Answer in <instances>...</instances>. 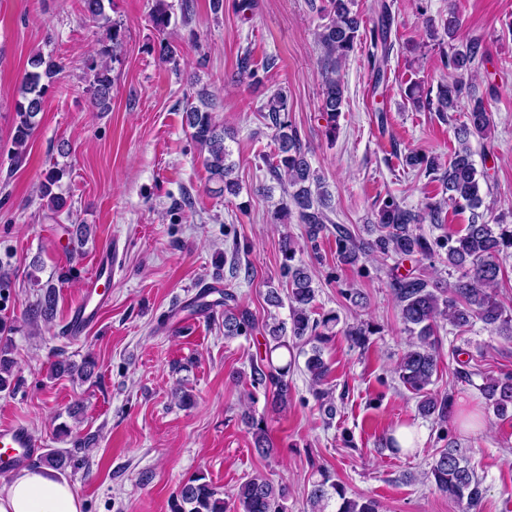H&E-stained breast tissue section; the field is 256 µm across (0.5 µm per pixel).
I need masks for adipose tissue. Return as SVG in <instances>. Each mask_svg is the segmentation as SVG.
<instances>
[{"instance_id":"obj_1","label":"adipose tissue","mask_w":512,"mask_h":512,"mask_svg":"<svg viewBox=\"0 0 512 512\" xmlns=\"http://www.w3.org/2000/svg\"><path fill=\"white\" fill-rule=\"evenodd\" d=\"M0 512H82V503L56 469L41 465L0 485Z\"/></svg>"}]
</instances>
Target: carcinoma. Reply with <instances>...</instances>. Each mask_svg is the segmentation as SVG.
<instances>
[{"label": "carcinoma", "instance_id": "1", "mask_svg": "<svg viewBox=\"0 0 512 512\" xmlns=\"http://www.w3.org/2000/svg\"><path fill=\"white\" fill-rule=\"evenodd\" d=\"M355 0H324L319 7L323 23L318 25L316 37L322 49V88L320 112L326 121L325 135L332 140L339 129V118L345 103L346 87L342 76V64L360 39L361 30H369L372 52L369 55L372 65V94L382 95L387 89V63L390 54L392 15L390 5L381 3L377 20L367 27L363 16L354 10ZM84 10L89 18L106 23V34L112 41V61L119 60L124 35L117 23H109L105 13L104 0H84ZM153 27L165 31L171 25V11L165 0H156L150 14ZM461 27L458 15L450 10L448 17L435 25L426 22L432 39L442 33L448 38L450 52L443 55L444 66L454 72L451 82H442L437 92L426 90L413 83L407 88V97L413 106L438 112L445 119L455 111L467 80L475 66L482 62L487 52L478 39H470L457 47ZM28 70L19 89L15 103L18 122L12 135L14 153L22 155L29 138L39 125L38 115L43 109L46 84L43 80L56 74L57 64L41 54L33 55ZM94 79L90 94L100 109H108L112 93L111 68L106 64L92 66ZM471 106L467 121L454 128L458 146L448 162H441L420 150H411L403 155L404 166L417 170L432 180L439 182L445 197L426 202L424 209L413 210L389 195L378 201L376 224L372 228L374 237L358 239L344 227H336V260L342 266H357L363 258L374 256L385 260L411 259L421 257L432 259L445 257L448 267L459 273L453 280L441 279L431 282L423 275L410 270L390 279L389 287L399 308L400 320L410 336V343L396 362L393 369L399 383L416 395L417 412L420 416L432 419L443 425L438 440L445 442L440 449L425 478L442 495L457 502L462 512H477L486 494L483 480L470 467L463 451L455 446L449 437V415L453 409L454 395L438 393L431 389L433 377L438 373L439 322L446 321L452 327L465 329L480 322L483 327L501 333L512 339V311L497 298V288L503 277L500 256L512 250V224H489L480 212L484 199L481 183H489L490 175L478 170L471 139L481 141L491 139L493 123L484 98L475 90L469 91ZM200 105H190L185 111V124L190 129L191 139L206 152L204 163L212 178L222 183L220 190L237 196L240 193L238 182L230 178L233 167L226 164L228 152L225 140L228 134L224 125L217 122L211 112L209 96L198 93ZM269 128L275 132L277 144L275 158L264 159L268 171L278 184L288 186L289 201L281 203L274 213L280 217L293 209L305 226L306 239L315 244L328 231L327 191L323 190L321 177L312 169L309 149L302 142L296 126L286 119L287 97L276 90L262 108ZM66 175L63 168L49 169L41 183L42 197L48 207L60 213L71 209L67 199L54 192V187ZM452 209L461 214L470 213L469 223L455 234L428 237L418 232V226L429 222L438 227L444 223V210ZM282 277L288 283V320L271 317L259 323L253 313L238 301L230 290L213 301L206 300L211 290L202 291L189 305L184 307L188 315H205L221 318L224 338L242 337L247 341L256 340L261 334L264 352L253 357L249 371L237 373L249 386L251 400L263 394L265 401L280 411L288 407L292 398L289 375L296 366L293 344L304 342L311 345L305 360V371L312 383V396L319 410L331 420L336 416L335 397L326 386L331 368L323 357V347L336 335L339 318L333 312L322 314L318 319L310 316L315 300L313 278L308 265L296 260L290 237H285ZM57 302L56 290L49 287L43 290L36 306L30 311L31 318L51 319ZM344 336L353 348L364 349L370 336L376 334L375 325L357 321L343 329ZM8 344L0 347V392L18 386L19 379L14 374V361L7 357ZM95 360L86 358L76 364L67 359L55 361L50 368L52 376H68L71 379L87 382L95 374ZM456 379L476 388L487 407L499 417L512 416V371L502 370L496 375L483 371L480 366L461 362L455 372ZM480 382H475L474 378ZM241 420L252 434L256 451L264 456L274 452V442L267 417L248 408L241 413ZM40 462L63 471L76 465L77 459L52 448L40 457ZM316 478L307 492L309 512H325L330 500H337V512H382L379 500L370 497L351 498L345 487L336 480V474L329 469L317 466ZM286 488L276 486L262 475H255L242 483L231 500L224 498V492L215 487L203 475H196L184 482L171 504L172 512H285Z\"/></svg>", "mask_w": 512, "mask_h": 512}]
</instances>
